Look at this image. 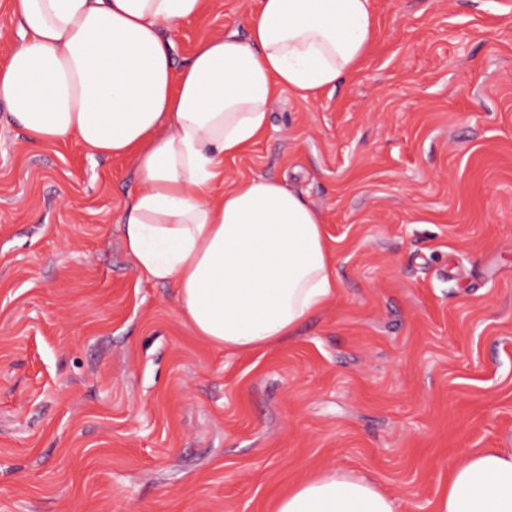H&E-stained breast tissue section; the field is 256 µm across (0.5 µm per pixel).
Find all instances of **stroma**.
Masks as SVG:
<instances>
[{
  "mask_svg": "<svg viewBox=\"0 0 512 512\" xmlns=\"http://www.w3.org/2000/svg\"><path fill=\"white\" fill-rule=\"evenodd\" d=\"M254 6L207 0L177 61ZM373 8L354 73L283 91L224 166L318 207L340 282L266 350L139 277L130 161L31 144L0 101V512H274L327 468L436 512L456 460L512 447V0Z\"/></svg>",
  "mask_w": 512,
  "mask_h": 512,
  "instance_id": "obj_1",
  "label": "stroma"
}]
</instances>
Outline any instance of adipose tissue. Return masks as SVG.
Returning a JSON list of instances; mask_svg holds the SVG:
<instances>
[{"mask_svg": "<svg viewBox=\"0 0 512 512\" xmlns=\"http://www.w3.org/2000/svg\"><path fill=\"white\" fill-rule=\"evenodd\" d=\"M206 0H13L22 40L0 66V99L34 144L75 139L131 158L118 217L140 276L173 286L195 335L242 353L284 342L339 288L321 212L264 177L224 181V163L267 132L280 90L314 100L362 61L372 0H257L246 37L204 41L183 64L162 29ZM275 512H397L364 476L330 468ZM437 512H512V448L448 471Z\"/></svg>", "mask_w": 512, "mask_h": 512, "instance_id": "1", "label": "adipose tissue"}]
</instances>
